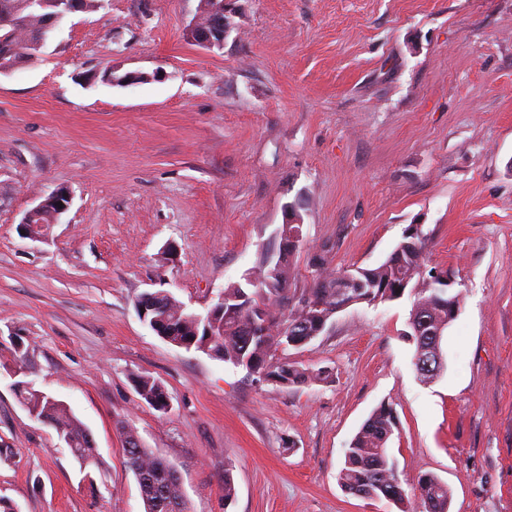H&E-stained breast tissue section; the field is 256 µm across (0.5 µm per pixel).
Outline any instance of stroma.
<instances>
[{"mask_svg": "<svg viewBox=\"0 0 512 512\" xmlns=\"http://www.w3.org/2000/svg\"><path fill=\"white\" fill-rule=\"evenodd\" d=\"M222 47L187 35L200 0H104L0 76V497L19 512H144L123 428L178 471L188 512H399L346 492L344 451L380 404L405 491L512 512V0H234ZM144 75L136 84L108 75ZM71 203L44 237L25 212ZM296 209L289 286L383 262L409 225L462 296L424 381L411 299L355 305L283 355L331 369L283 387L168 344L135 302L202 312ZM170 397L161 413L133 379ZM91 431L82 471L15 385ZM235 497L224 501V478ZM70 201L71 198L69 193L63 188H57L45 196L44 199H42L37 205L28 210L23 216L20 225L30 231L28 234L30 238H40L42 234H39L34 229L37 230L38 228H43L46 226V224H51L54 219L57 220L60 215L68 209ZM59 205H62V208H59ZM47 208H53L54 215L51 211H45L41 215L42 211L46 210ZM38 217L39 219L37 222L42 224L34 223V220ZM136 392L141 399L156 411L165 413L169 409V395L163 384L150 376L139 375L134 379Z\"/></svg>", "mask_w": 512, "mask_h": 512, "instance_id": "1", "label": "stroma"}]
</instances>
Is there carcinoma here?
<instances>
[{
    "mask_svg": "<svg viewBox=\"0 0 512 512\" xmlns=\"http://www.w3.org/2000/svg\"><path fill=\"white\" fill-rule=\"evenodd\" d=\"M52 5L36 9L29 0H0V66L15 69L38 59L41 51L32 41L41 31L44 16ZM292 226L281 225L261 254L259 264L245 284L224 289V324L199 321L172 292L150 305L145 324L166 333L162 340L186 351H202L209 356L241 367L267 381L294 387L326 382L332 372L302 368L276 351L299 348L317 338L338 312L358 304L398 301L413 297L409 316L429 318L436 324L448 323V311H459L461 294L448 293V283L434 274L424 275L427 234L417 228L407 237L413 247L394 248L382 263L370 268H355L362 286L342 291L340 271L325 267L323 260L314 263L312 288L295 297L289 288L292 252L280 247L281 239ZM414 344L413 364L428 354L431 337L417 335L411 329ZM136 392L153 409L165 413L169 395L163 384L149 376L134 379ZM20 403L39 421L52 425L64 440L81 467L97 462V448L92 435L66 405L50 399L34 388H17ZM397 429V417L383 403L364 422L345 451L338 479L350 494L395 503L400 512H448V485L436 475L425 473L418 478L407 496L394 461L389 457L387 442ZM124 452L128 468L139 485L144 512H187V503L179 477L173 466L146 448L131 429L123 431Z\"/></svg>",
    "mask_w": 512,
    "mask_h": 512,
    "instance_id": "1",
    "label": "carcinoma"
}]
</instances>
